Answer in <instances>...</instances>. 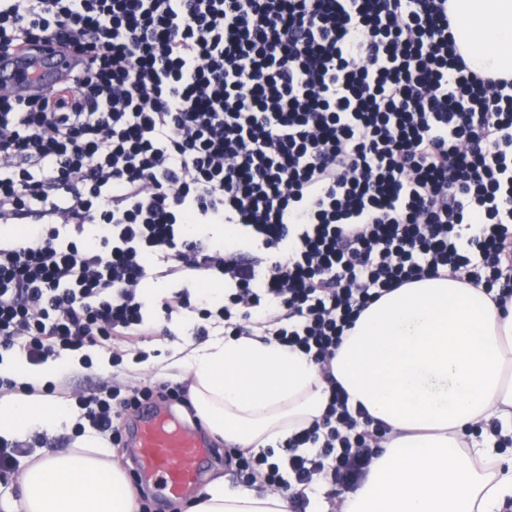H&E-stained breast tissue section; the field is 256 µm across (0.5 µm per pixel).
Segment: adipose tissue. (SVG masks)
I'll return each instance as SVG.
<instances>
[{
  "instance_id": "adipose-tissue-1",
  "label": "adipose tissue",
  "mask_w": 512,
  "mask_h": 512,
  "mask_svg": "<svg viewBox=\"0 0 512 512\" xmlns=\"http://www.w3.org/2000/svg\"><path fill=\"white\" fill-rule=\"evenodd\" d=\"M459 52L474 71L512 79V0H448ZM168 370L190 379L209 431L280 462L279 443L321 419L328 384L299 350L259 336H214L175 350ZM331 369L349 396L388 425L381 450L340 512H504L512 502V300L449 272L409 283L364 309ZM60 366L0 360V376L32 394L0 397V438L51 431L69 413L42 389ZM480 427L477 435L468 434ZM0 512H134L120 462L93 437L30 462ZM188 512H288L280 493L206 486Z\"/></svg>"
}]
</instances>
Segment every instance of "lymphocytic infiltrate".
<instances>
[{
	"label": "lymphocytic infiltrate",
	"mask_w": 512,
	"mask_h": 512,
	"mask_svg": "<svg viewBox=\"0 0 512 512\" xmlns=\"http://www.w3.org/2000/svg\"><path fill=\"white\" fill-rule=\"evenodd\" d=\"M46 47L70 66L53 91L0 80V226L25 223L0 239V355L89 369L179 318L326 366L409 282L512 299V81L468 69L448 0H0V56ZM166 273L179 290L144 295ZM327 382L285 465L227 451L294 512L316 481L354 489L386 432ZM151 397L78 407L105 434Z\"/></svg>",
	"instance_id": "1"
}]
</instances>
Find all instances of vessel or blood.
Instances as JSON below:
<instances>
[{"mask_svg":"<svg viewBox=\"0 0 512 512\" xmlns=\"http://www.w3.org/2000/svg\"><path fill=\"white\" fill-rule=\"evenodd\" d=\"M65 64L55 54L44 51L13 56L0 61V78L14 82L40 78L45 90H52ZM134 435L136 479L156 487L162 497L186 494L195 487L203 463L212 450L205 439L185 431L157 409L144 407L139 413Z\"/></svg>","mask_w":512,"mask_h":512,"instance_id":"vessel-or-blood-1","label":"vessel or blood"}]
</instances>
